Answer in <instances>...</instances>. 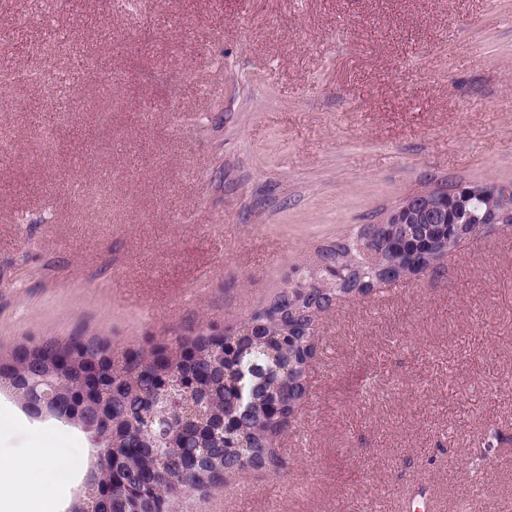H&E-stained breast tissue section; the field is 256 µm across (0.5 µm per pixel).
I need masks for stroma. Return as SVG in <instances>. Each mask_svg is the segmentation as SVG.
Masks as SVG:
<instances>
[{
  "label": "stroma",
  "mask_w": 512,
  "mask_h": 512,
  "mask_svg": "<svg viewBox=\"0 0 512 512\" xmlns=\"http://www.w3.org/2000/svg\"><path fill=\"white\" fill-rule=\"evenodd\" d=\"M0 0V76L67 73L49 152L0 106V351L127 349L244 321L322 248L437 184L512 183V0ZM116 75L115 84L102 81ZM280 475L176 512H512V225L322 315ZM49 447L69 512L90 435L0 386V454Z\"/></svg>",
  "instance_id": "1"
}]
</instances>
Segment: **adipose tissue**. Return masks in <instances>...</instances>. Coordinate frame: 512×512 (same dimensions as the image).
<instances>
[{"label": "adipose tissue", "mask_w": 512, "mask_h": 512, "mask_svg": "<svg viewBox=\"0 0 512 512\" xmlns=\"http://www.w3.org/2000/svg\"><path fill=\"white\" fill-rule=\"evenodd\" d=\"M69 465L66 458L51 448H37L23 459L0 455V480L9 481L19 498H27L32 485L65 477Z\"/></svg>", "instance_id": "adipose-tissue-1"}]
</instances>
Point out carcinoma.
<instances>
[{
  "label": "carcinoma",
  "instance_id": "carcinoma-1",
  "mask_svg": "<svg viewBox=\"0 0 512 512\" xmlns=\"http://www.w3.org/2000/svg\"><path fill=\"white\" fill-rule=\"evenodd\" d=\"M459 195L463 203L450 213L448 224H421L410 241L396 225L386 234L374 224L365 225L356 240L336 239L321 252L329 278H321L317 269L301 271L298 284L250 311L246 334L225 339L222 356L196 333L177 335L120 365L94 336L74 354L70 341L50 339L0 357V378L10 379L19 397L34 384L50 390L38 375L59 372L67 388L86 397L88 418L103 407L119 430L96 444L105 464L90 472L71 512H83L91 502L97 512H173L169 494L213 488L245 459L262 471L280 473L281 457L271 440L307 396L318 317L343 298L368 295L432 267L438 258L424 238L453 236L457 224L480 227L485 187L469 185ZM161 373L203 384L184 392L186 410L157 411L153 389ZM272 402L282 407L283 419L271 417ZM130 485L143 496L130 495ZM98 491L106 497L96 499Z\"/></svg>",
  "mask_w": 512,
  "mask_h": 512
}]
</instances>
